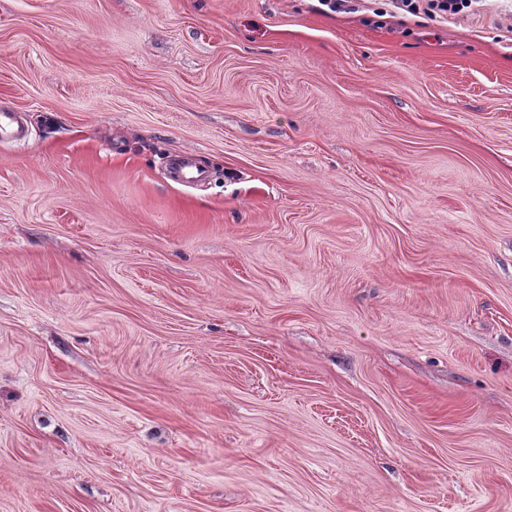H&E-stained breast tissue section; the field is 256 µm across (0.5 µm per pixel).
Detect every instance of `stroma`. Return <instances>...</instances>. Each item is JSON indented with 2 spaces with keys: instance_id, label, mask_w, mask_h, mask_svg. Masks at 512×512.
I'll return each instance as SVG.
<instances>
[{
  "instance_id": "1",
  "label": "stroma",
  "mask_w": 512,
  "mask_h": 512,
  "mask_svg": "<svg viewBox=\"0 0 512 512\" xmlns=\"http://www.w3.org/2000/svg\"><path fill=\"white\" fill-rule=\"evenodd\" d=\"M0 109V512H512L497 13L0 0ZM170 169L174 179L181 183L197 182L206 177V172L195 166L189 155L173 157L170 160Z\"/></svg>"
}]
</instances>
